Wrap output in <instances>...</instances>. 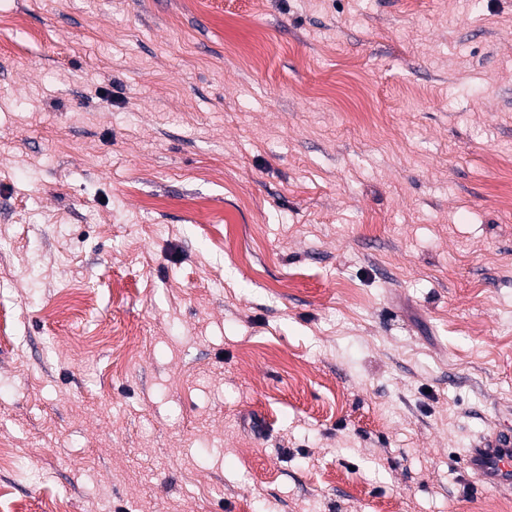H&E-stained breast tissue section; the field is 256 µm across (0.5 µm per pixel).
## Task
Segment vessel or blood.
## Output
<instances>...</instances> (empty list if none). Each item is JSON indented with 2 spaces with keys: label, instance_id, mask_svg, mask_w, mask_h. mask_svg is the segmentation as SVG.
I'll return each instance as SVG.
<instances>
[{
  "label": "vessel or blood",
  "instance_id": "vessel-or-blood-1",
  "mask_svg": "<svg viewBox=\"0 0 512 512\" xmlns=\"http://www.w3.org/2000/svg\"><path fill=\"white\" fill-rule=\"evenodd\" d=\"M465 465L485 486L512 487V432L495 430L484 436Z\"/></svg>",
  "mask_w": 512,
  "mask_h": 512
}]
</instances>
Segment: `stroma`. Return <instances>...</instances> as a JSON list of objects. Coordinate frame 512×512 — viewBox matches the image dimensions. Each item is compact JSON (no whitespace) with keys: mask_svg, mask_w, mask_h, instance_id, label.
Wrapping results in <instances>:
<instances>
[{"mask_svg":"<svg viewBox=\"0 0 512 512\" xmlns=\"http://www.w3.org/2000/svg\"><path fill=\"white\" fill-rule=\"evenodd\" d=\"M496 428L512 0H0V506L512 512ZM465 465L484 486L512 487V432L494 430L484 436Z\"/></svg>","mask_w":512,"mask_h":512,"instance_id":"1","label":"stroma"}]
</instances>
